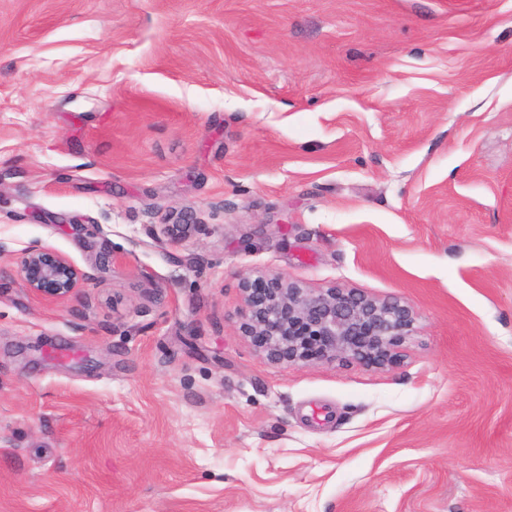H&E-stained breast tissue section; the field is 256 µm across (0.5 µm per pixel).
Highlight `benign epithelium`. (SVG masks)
Here are the masks:
<instances>
[{
    "label": "benign epithelium",
    "instance_id": "obj_1",
    "mask_svg": "<svg viewBox=\"0 0 512 512\" xmlns=\"http://www.w3.org/2000/svg\"><path fill=\"white\" fill-rule=\"evenodd\" d=\"M193 225L164 224L162 234L179 245ZM25 287L46 300L74 296L92 277L68 257L40 243L17 259ZM244 335L271 361L356 362L383 368L411 334L414 312L398 299H378L354 288H304L271 273L242 282Z\"/></svg>",
    "mask_w": 512,
    "mask_h": 512
}]
</instances>
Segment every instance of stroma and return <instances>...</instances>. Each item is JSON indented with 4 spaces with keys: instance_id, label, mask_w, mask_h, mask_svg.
I'll return each mask as SVG.
<instances>
[{
    "instance_id": "1",
    "label": "stroma",
    "mask_w": 512,
    "mask_h": 512,
    "mask_svg": "<svg viewBox=\"0 0 512 512\" xmlns=\"http://www.w3.org/2000/svg\"><path fill=\"white\" fill-rule=\"evenodd\" d=\"M0 242V512H512V0H0ZM267 271L399 362L269 361ZM17 272L30 292L46 300L70 298L92 280L68 257L41 243L20 253Z\"/></svg>"
}]
</instances>
